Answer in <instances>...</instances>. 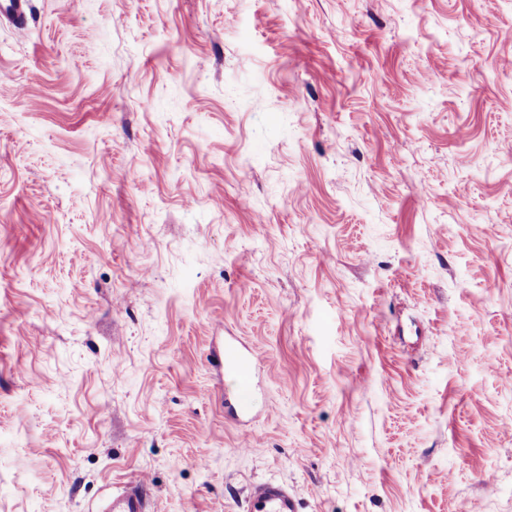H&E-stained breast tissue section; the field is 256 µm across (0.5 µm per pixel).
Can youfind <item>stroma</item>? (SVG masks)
<instances>
[{
  "label": "stroma",
  "mask_w": 512,
  "mask_h": 512,
  "mask_svg": "<svg viewBox=\"0 0 512 512\" xmlns=\"http://www.w3.org/2000/svg\"><path fill=\"white\" fill-rule=\"evenodd\" d=\"M31 3L0 512H512V0ZM254 367L255 355L252 351L232 344L224 346V374L236 377L243 389L249 387ZM105 512H152L150 492L146 480L125 487L119 493L112 492ZM246 503V512H299L292 490L277 482L256 484Z\"/></svg>",
  "instance_id": "stroma-1"
}]
</instances>
